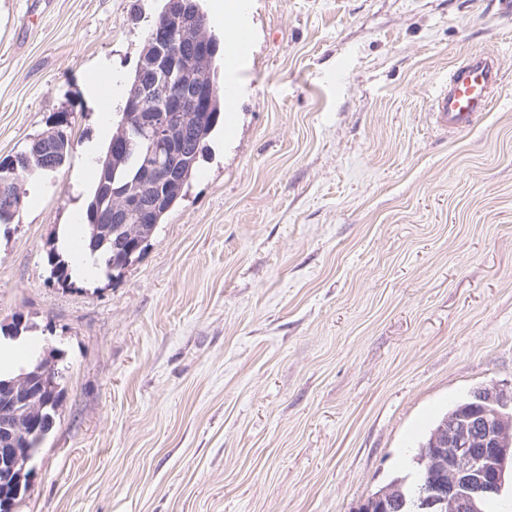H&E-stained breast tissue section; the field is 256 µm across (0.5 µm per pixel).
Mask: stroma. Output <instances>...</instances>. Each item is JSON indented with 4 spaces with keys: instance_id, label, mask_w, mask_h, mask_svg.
<instances>
[{
    "instance_id": "stroma-1",
    "label": "stroma",
    "mask_w": 512,
    "mask_h": 512,
    "mask_svg": "<svg viewBox=\"0 0 512 512\" xmlns=\"http://www.w3.org/2000/svg\"><path fill=\"white\" fill-rule=\"evenodd\" d=\"M250 2L233 128L135 262L64 286L48 254L86 221L84 148L164 0H0V160L62 115L74 145L0 227V324L64 367L15 512H355L455 402L512 391V15ZM485 51L495 106L438 131L449 64Z\"/></svg>"
}]
</instances>
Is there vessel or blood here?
I'll return each instance as SVG.
<instances>
[{
	"label": "vessel or blood",
	"instance_id": "obj_1",
	"mask_svg": "<svg viewBox=\"0 0 512 512\" xmlns=\"http://www.w3.org/2000/svg\"><path fill=\"white\" fill-rule=\"evenodd\" d=\"M246 0H222L228 17L224 26V113L234 121L247 84L253 34L251 28L236 22ZM500 87V62L486 52L464 57L448 69V77L433 98L432 111L438 126L458 132L469 131L475 120L489 111Z\"/></svg>",
	"mask_w": 512,
	"mask_h": 512
}]
</instances>
